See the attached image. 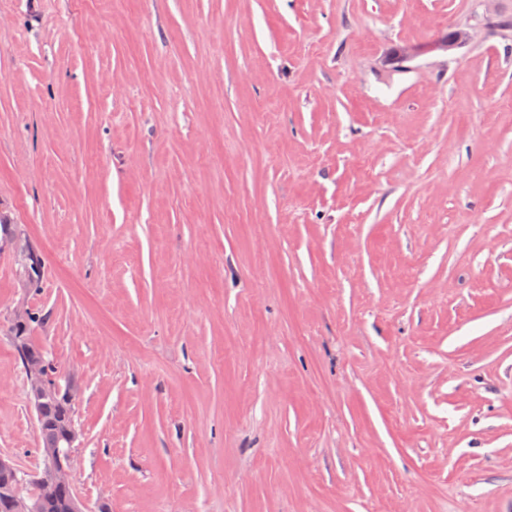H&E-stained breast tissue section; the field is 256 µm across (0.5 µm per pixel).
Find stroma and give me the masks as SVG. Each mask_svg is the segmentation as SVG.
Listing matches in <instances>:
<instances>
[{
    "instance_id": "35a3bbf8",
    "label": "stroma",
    "mask_w": 512,
    "mask_h": 512,
    "mask_svg": "<svg viewBox=\"0 0 512 512\" xmlns=\"http://www.w3.org/2000/svg\"><path fill=\"white\" fill-rule=\"evenodd\" d=\"M0 222L21 470L19 319L91 506L512 512V0H0ZM454 35L451 38L441 37L440 39L430 42L419 44L404 50H399L395 58L390 56L386 59V63L394 69L408 68L405 63L415 60L416 58L425 55L435 50H450L465 44L471 39V35L464 30L453 29Z\"/></svg>"
}]
</instances>
